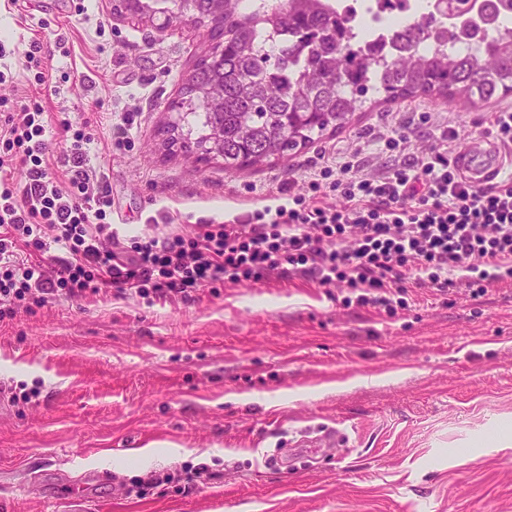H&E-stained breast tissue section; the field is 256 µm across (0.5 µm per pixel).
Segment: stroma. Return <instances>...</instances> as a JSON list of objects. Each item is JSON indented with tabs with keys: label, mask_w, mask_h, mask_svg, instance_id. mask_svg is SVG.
Here are the masks:
<instances>
[{
	"label": "stroma",
	"mask_w": 512,
	"mask_h": 512,
	"mask_svg": "<svg viewBox=\"0 0 512 512\" xmlns=\"http://www.w3.org/2000/svg\"><path fill=\"white\" fill-rule=\"evenodd\" d=\"M112 4L0 0V100L21 112L36 87L24 53L48 25L59 41L44 64L60 89L46 99L48 164L61 168L69 146L60 122L91 126L87 167L109 186L123 238L263 208L321 147L360 146V172L374 174L395 119L428 115L421 150L448 126L466 141L512 106L386 102L287 163L228 171L166 146L171 107L208 51L202 30L178 17L158 32ZM344 296L274 279L191 304L104 294L18 306L0 321V383L29 401L0 402V512H512V281L479 298L417 289L393 317ZM328 427L346 447H296ZM199 464L210 476L194 491L128 492ZM103 470L111 482L92 483Z\"/></svg>",
	"instance_id": "obj_1"
}]
</instances>
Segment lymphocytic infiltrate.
<instances>
[{
	"label": "lymphocytic infiltrate",
	"mask_w": 512,
	"mask_h": 512,
	"mask_svg": "<svg viewBox=\"0 0 512 512\" xmlns=\"http://www.w3.org/2000/svg\"><path fill=\"white\" fill-rule=\"evenodd\" d=\"M49 114L30 98L20 115L0 114V320L15 303L138 295L192 303L204 291L296 277L346 287L360 307L395 315L409 288L472 296L512 280V171L474 186L459 175L446 128L439 145L410 155L412 133L394 126L384 146L394 162L359 176L358 151L322 150L304 177L281 179L284 204L231 221H202L188 236L123 242L107 214L112 198L85 164L91 136L75 130L65 177L48 171ZM25 166L17 187L12 171ZM65 256L45 260L50 244Z\"/></svg>",
	"instance_id": "lymphocytic-infiltrate-1"
}]
</instances>
